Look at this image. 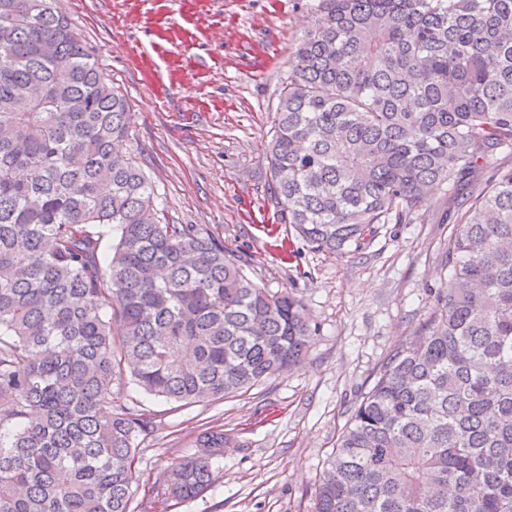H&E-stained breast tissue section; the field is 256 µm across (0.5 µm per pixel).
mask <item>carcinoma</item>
<instances>
[{
	"mask_svg": "<svg viewBox=\"0 0 512 512\" xmlns=\"http://www.w3.org/2000/svg\"><path fill=\"white\" fill-rule=\"evenodd\" d=\"M125 97L52 0H0V512H132L156 422L296 364L313 329L224 242L158 215L114 151ZM512 0H317L281 85L269 156L280 221L341 256L419 211L459 208L449 278L337 439L315 512H512ZM229 437L159 478L185 502Z\"/></svg>",
	"mask_w": 512,
	"mask_h": 512,
	"instance_id": "1",
	"label": "carcinoma"
}]
</instances>
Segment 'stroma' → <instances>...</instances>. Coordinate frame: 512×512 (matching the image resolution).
<instances>
[{"label":"stroma","mask_w":512,"mask_h":512,"mask_svg":"<svg viewBox=\"0 0 512 512\" xmlns=\"http://www.w3.org/2000/svg\"><path fill=\"white\" fill-rule=\"evenodd\" d=\"M128 101L133 155L170 223L197 224L256 284L299 297L314 333L300 364L247 394L183 404L126 386L157 431L136 454L134 512H313L336 439L380 366L428 318L458 200L435 190L408 224L341 256L278 220L272 121L314 0H55ZM230 436L203 496L163 502L154 483L204 428Z\"/></svg>","instance_id":"obj_1"}]
</instances>
